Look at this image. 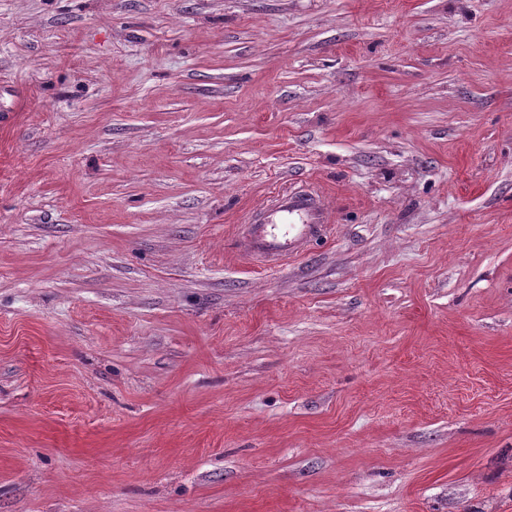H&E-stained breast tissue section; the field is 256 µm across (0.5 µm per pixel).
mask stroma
Masks as SVG:
<instances>
[{
    "label": "stroma",
    "mask_w": 512,
    "mask_h": 512,
    "mask_svg": "<svg viewBox=\"0 0 512 512\" xmlns=\"http://www.w3.org/2000/svg\"><path fill=\"white\" fill-rule=\"evenodd\" d=\"M0 512H512V0H0ZM258 210L247 237L239 242L243 253L270 268L304 251L318 229L328 224V211L312 191L279 189Z\"/></svg>",
    "instance_id": "1"
}]
</instances>
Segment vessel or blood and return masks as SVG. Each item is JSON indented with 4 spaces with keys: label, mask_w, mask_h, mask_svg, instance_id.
I'll return each mask as SVG.
<instances>
[{
    "label": "vessel or blood",
    "mask_w": 512,
    "mask_h": 512,
    "mask_svg": "<svg viewBox=\"0 0 512 512\" xmlns=\"http://www.w3.org/2000/svg\"><path fill=\"white\" fill-rule=\"evenodd\" d=\"M327 222L328 211L316 193L277 190L256 213L240 248L246 256L276 267L303 252Z\"/></svg>",
    "instance_id": "obj_1"
}]
</instances>
